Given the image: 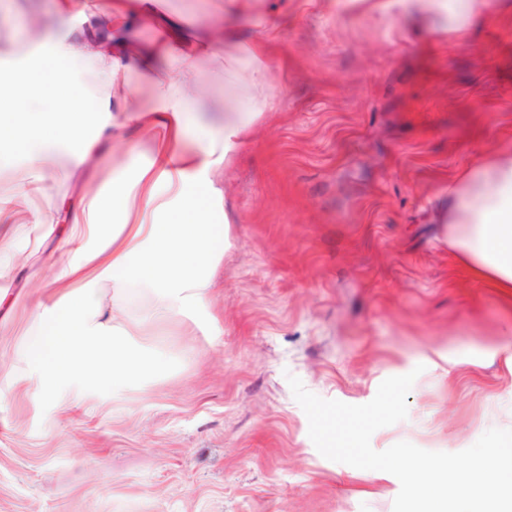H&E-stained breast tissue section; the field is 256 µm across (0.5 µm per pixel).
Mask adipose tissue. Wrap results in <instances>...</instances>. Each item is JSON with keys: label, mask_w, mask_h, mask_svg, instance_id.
<instances>
[{"label": "adipose tissue", "mask_w": 512, "mask_h": 512, "mask_svg": "<svg viewBox=\"0 0 512 512\" xmlns=\"http://www.w3.org/2000/svg\"><path fill=\"white\" fill-rule=\"evenodd\" d=\"M486 7V0H407L410 13H432L458 29ZM58 12L64 18L112 14V46L100 49L90 27L76 38L35 45L22 63L0 64V112L19 104L27 109L24 120L0 129V137L26 150L25 193L48 198L47 183L54 174L45 164L56 142H76L83 157L93 152L96 142L85 135L90 115L101 116L106 127L151 124L164 130L166 139L155 159L137 173L140 202L123 193L89 198L83 218L89 246L79 259L56 268L58 296L36 309L22 352L28 375L38 383L37 395L44 399L73 387L86 391L109 383L120 388L165 368L164 358L122 344L127 330L121 294L135 286L151 292L152 307L139 321L146 336L173 316L204 308L228 241L223 225L209 219L224 199L217 177L268 105L260 98L245 112L225 107L221 127L198 130L189 118L198 103L182 84L195 73L197 49L184 47L176 70L151 67L169 54L167 40L177 30L173 19L155 11L150 0H59ZM143 18L163 36L148 47L131 48L120 31ZM83 58L94 62L96 82L105 91L91 111L82 106L70 70L44 73L48 62ZM140 80L152 88L150 107L114 109L113 94L129 96ZM114 211L123 213L125 222L111 230L105 218ZM448 221L464 227L448 237L453 255L511 295L512 155H493L449 185ZM101 283L112 286L111 307L101 302Z\"/></svg>", "instance_id": "1"}]
</instances>
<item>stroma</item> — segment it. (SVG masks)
<instances>
[{"label":"stroma","instance_id":"35a3bbf8","mask_svg":"<svg viewBox=\"0 0 512 512\" xmlns=\"http://www.w3.org/2000/svg\"><path fill=\"white\" fill-rule=\"evenodd\" d=\"M55 0H14L0 15V59L42 33L76 35ZM225 0H159L183 14L184 38L207 50L195 64L199 117L224 119ZM258 0L251 37L278 28L264 89L272 106L224 166L231 247L219 286L197 315L158 340L167 370L119 389L105 384L80 407L68 393L33 397L22 360L54 266L77 259L71 217L87 197L121 188L160 140L130 126L80 159L52 155L64 176L49 194L70 219L18 192L24 154L0 142V366L17 383L0 402V512H392L397 478L321 456L288 376L324 399L361 405L380 383L416 366L408 416L377 430L459 452L492 428L512 429V299L448 252L439 221L448 184L470 166L512 152V9L493 7L462 31L406 24L401 0Z\"/></svg>","mask_w":512,"mask_h":512}]
</instances>
